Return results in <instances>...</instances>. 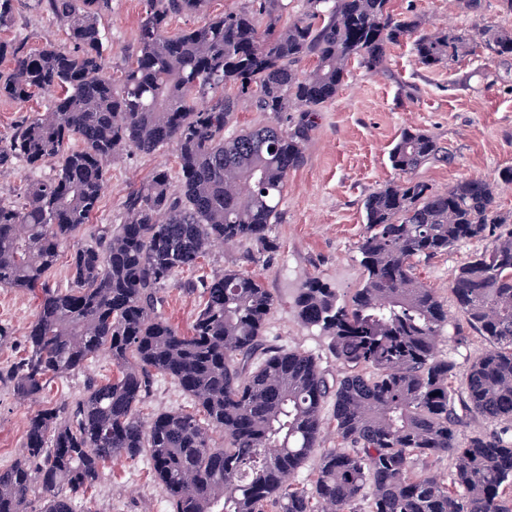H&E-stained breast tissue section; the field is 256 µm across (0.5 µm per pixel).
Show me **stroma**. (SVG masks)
Returning <instances> with one entry per match:
<instances>
[{
	"mask_svg": "<svg viewBox=\"0 0 512 512\" xmlns=\"http://www.w3.org/2000/svg\"><path fill=\"white\" fill-rule=\"evenodd\" d=\"M392 7L421 18L427 32H463L485 22L512 29V14L502 10L500 0H484L478 16L458 9L453 0H392ZM142 11V0H112V10L103 20L112 41L111 65H120L133 51ZM0 39H23L37 49L48 43L64 44L65 32L60 23L26 7L20 9L13 27L0 32ZM406 129L430 133L447 152L445 159L420 168L418 179L436 191L467 178L491 181L498 207L512 212V183L501 178L512 169V59L491 61L478 52L449 69L427 68L418 62L411 41L404 40L388 46L381 72L351 66L336 98L320 112L303 165L288 175L281 214L271 231L274 251L250 262L246 246L212 248L198 269L177 273L167 283L163 317L189 330L201 303L193 283L200 276L227 269L248 271L262 280L276 300L266 325L268 340L312 354L328 379H341L345 370L332 354L328 337L298 319L295 291L312 277L342 295L360 286L357 246L366 233L363 201L374 190L399 179L389 152ZM162 166L177 173L172 147L151 155L126 151L108 162V188L99 211L83 229L84 240L93 241L102 230L121 223L122 203L130 187ZM488 245L485 239L461 243L418 262L416 275L449 302L448 284L457 267ZM36 306L34 293L0 288V323L12 330L11 344L0 347V365L21 354ZM448 318L461 333L441 341L438 349L462 371L487 343L467 328L456 307H449ZM115 372L111 360L99 356L86 368L55 379L47 397L35 405L18 402L7 387L0 386V467L17 457L35 408L74 400L82 395L88 379L103 380ZM139 409L150 417L171 410L189 412L193 403L170 379L159 377ZM149 468L144 456L107 461L92 491L99 512H169Z\"/></svg>",
	"mask_w": 512,
	"mask_h": 512,
	"instance_id": "stroma-1",
	"label": "stroma"
}]
</instances>
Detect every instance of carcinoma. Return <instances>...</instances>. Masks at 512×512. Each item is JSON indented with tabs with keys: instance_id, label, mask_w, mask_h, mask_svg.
Masks as SVG:
<instances>
[{
	"instance_id": "obj_1",
	"label": "carcinoma",
	"mask_w": 512,
	"mask_h": 512,
	"mask_svg": "<svg viewBox=\"0 0 512 512\" xmlns=\"http://www.w3.org/2000/svg\"><path fill=\"white\" fill-rule=\"evenodd\" d=\"M15 2L0 0V31L14 25ZM31 2L64 26L67 44L0 40V61L10 62L0 97H48L45 111L0 139V167L53 164L20 201L0 199V288L38 300L23 353L0 367V383L29 401L102 353L117 374L29 417L18 457L0 469V512H34L37 497L40 512H79L106 461L143 455L170 512H355L367 488L369 512H512V230L502 231L512 214L497 208L486 179L437 192L413 178L443 155L431 134L403 130L390 161L408 178L363 202L360 287L342 299L313 277L298 289V318L330 337L346 368L336 384L311 355L268 342L275 299L253 274L200 280L203 303L187 332L158 311L165 284L214 244L244 242L251 262L273 252L288 173L304 163L351 62L375 70L404 39L426 67H451L477 48L502 60L512 58V30L429 33L391 0H301L286 23L288 0H245L216 15L209 0H144L137 47L110 74L101 20L112 0ZM193 14L204 21L169 33L171 18ZM242 101L277 123L231 128ZM167 145L178 181L153 171L127 192L121 224L82 241L108 159ZM469 239L491 245L457 268L449 291L488 347L458 390L456 365L437 351L448 308L413 261ZM65 248L70 283L53 288L44 277ZM159 376L197 412L143 417ZM329 402L336 447L322 448ZM465 417L508 427L462 439ZM317 450L308 489L293 478ZM445 456L448 480L413 472L418 458Z\"/></svg>"
}]
</instances>
